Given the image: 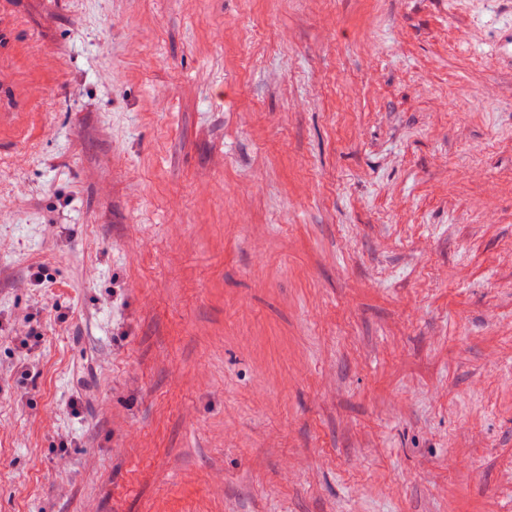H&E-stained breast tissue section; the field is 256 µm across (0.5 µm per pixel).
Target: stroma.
Masks as SVG:
<instances>
[{
    "mask_svg": "<svg viewBox=\"0 0 512 512\" xmlns=\"http://www.w3.org/2000/svg\"><path fill=\"white\" fill-rule=\"evenodd\" d=\"M0 512H512V0H0Z\"/></svg>",
    "mask_w": 512,
    "mask_h": 512,
    "instance_id": "35a3bbf8",
    "label": "stroma"
}]
</instances>
